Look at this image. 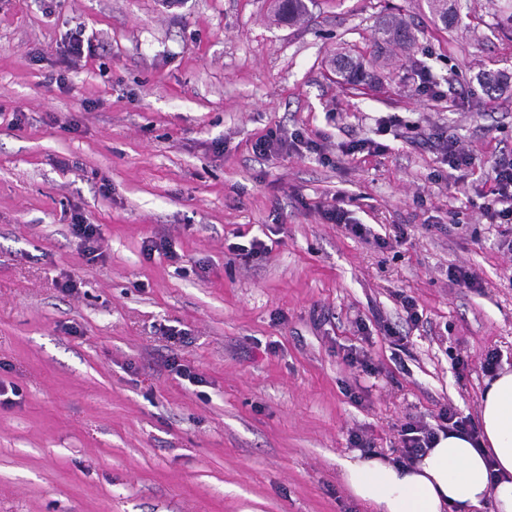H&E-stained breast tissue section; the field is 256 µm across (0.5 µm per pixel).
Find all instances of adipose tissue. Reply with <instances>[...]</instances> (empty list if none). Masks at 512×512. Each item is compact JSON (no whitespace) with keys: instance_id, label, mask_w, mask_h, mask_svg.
Segmentation results:
<instances>
[{"instance_id":"1","label":"adipose tissue","mask_w":512,"mask_h":512,"mask_svg":"<svg viewBox=\"0 0 512 512\" xmlns=\"http://www.w3.org/2000/svg\"><path fill=\"white\" fill-rule=\"evenodd\" d=\"M353 497L375 512H512V370L488 380L476 434L440 437L414 463L373 455L343 461Z\"/></svg>"}]
</instances>
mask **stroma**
<instances>
[{"mask_svg": "<svg viewBox=\"0 0 512 512\" xmlns=\"http://www.w3.org/2000/svg\"><path fill=\"white\" fill-rule=\"evenodd\" d=\"M306 3L289 25L274 0H0V512H373L342 480L352 435L395 456L411 419L477 418L488 351L512 369V252L479 209L512 153V0H465L451 29L429 0ZM391 16L411 42L382 41ZM279 127L320 153L255 154ZM339 194L372 237L324 219ZM443 159L452 170L462 172L472 165L473 158L457 145V142L450 136L439 139L438 144Z\"/></svg>", "mask_w": 512, "mask_h": 512, "instance_id": "35a3bbf8", "label": "stroma"}]
</instances>
